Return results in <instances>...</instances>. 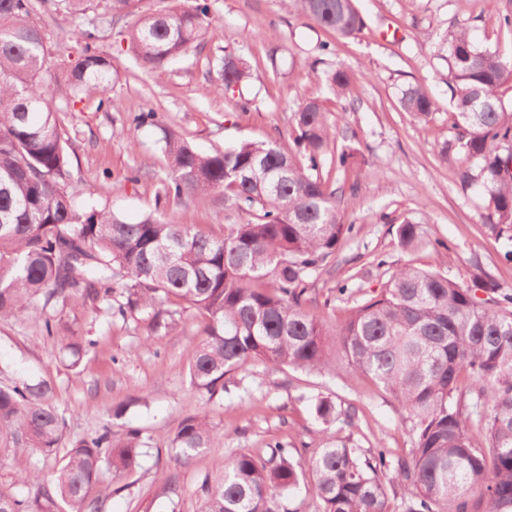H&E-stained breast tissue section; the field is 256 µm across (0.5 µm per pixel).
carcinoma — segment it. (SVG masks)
<instances>
[{
    "instance_id": "1",
    "label": "carcinoma",
    "mask_w": 512,
    "mask_h": 512,
    "mask_svg": "<svg viewBox=\"0 0 512 512\" xmlns=\"http://www.w3.org/2000/svg\"><path fill=\"white\" fill-rule=\"evenodd\" d=\"M87 2L0 0V315L31 316L75 366L94 341L62 333L51 314L60 303L102 304L123 320L144 314L153 334L168 333L195 310L207 322L187 351V368L192 386L210 397L224 393V377L255 363L309 372L340 365L368 376L412 424L413 446L404 454L353 448L335 435L304 464L295 459L297 449L281 442L269 445L267 458L242 452L221 477H204L202 512H285L283 500L307 475L318 512H393L392 497L401 512H512V293L491 279L477 277L470 287L408 264L388 271L378 294L329 329L315 312L311 279L353 230L344 209L355 205L361 161L351 146L328 155L336 131L317 97L292 109L287 152L272 141L244 140L201 153L155 109L133 115L131 128L150 124L161 132L168 165L158 200L203 204L218 193L224 205L249 216L219 236L152 214L128 222L106 206L79 207L83 191L44 72L54 58L70 94L98 101L99 109L117 108L112 57L99 45ZM139 2L105 0L103 11L121 24L118 37L158 81L173 61L218 37L211 0L149 13L139 11ZM283 3L341 39L356 38L365 26L354 0ZM40 8L80 17L71 52L48 40ZM129 16L136 20L125 21ZM439 51L452 81L454 137L437 157L461 160V185L482 189V223L512 260V113L498 96L512 80V57L480 44L465 27L448 30ZM249 76V61L226 50L209 68L208 88L232 91ZM368 76L331 66L321 79L352 106L355 86ZM398 103L419 121L434 111L421 85L402 89ZM325 165L351 174L349 196L323 176ZM396 236L405 249L428 245L421 225L410 220ZM53 395L44 380L0 381V447L60 457L51 482L30 469L16 481L21 491L0 492V512H58L61 503L68 512H105L110 492L102 467L119 479L139 465L147 437L135 428L114 434L104 427L60 455L65 417ZM315 413L335 433L356 425V410L325 398L315 401ZM220 438L206 416L188 415L169 445L177 460L189 462Z\"/></svg>"
}]
</instances>
